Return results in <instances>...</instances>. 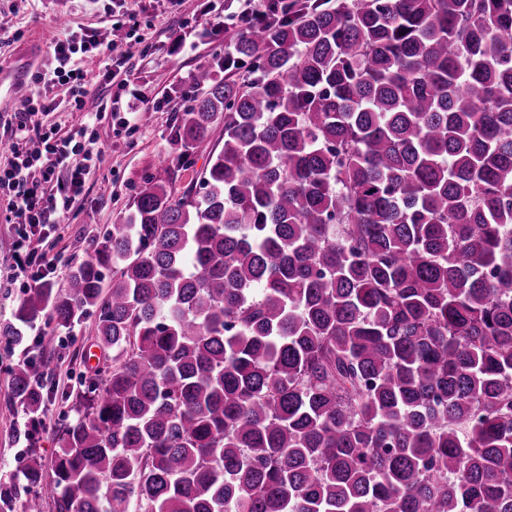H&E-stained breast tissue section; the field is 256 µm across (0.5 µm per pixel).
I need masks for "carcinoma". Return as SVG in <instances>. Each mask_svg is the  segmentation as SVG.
Segmentation results:
<instances>
[{
	"label": "carcinoma",
	"instance_id": "obj_1",
	"mask_svg": "<svg viewBox=\"0 0 512 512\" xmlns=\"http://www.w3.org/2000/svg\"><path fill=\"white\" fill-rule=\"evenodd\" d=\"M224 41L166 177L0 325L92 311L107 352L0 509L512 512V0H262ZM49 374L11 368L25 414Z\"/></svg>",
	"mask_w": 512,
	"mask_h": 512
}]
</instances>
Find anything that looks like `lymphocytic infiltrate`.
Here are the masks:
<instances>
[{"instance_id":"f902f5d3","label":"lymphocytic infiltrate","mask_w":512,"mask_h":512,"mask_svg":"<svg viewBox=\"0 0 512 512\" xmlns=\"http://www.w3.org/2000/svg\"><path fill=\"white\" fill-rule=\"evenodd\" d=\"M101 47L94 33L73 32L55 40L48 63L33 77L34 91L10 117L7 144L12 161L0 169V199L12 226L20 274L31 288L53 281L61 267L59 255L45 244V228L64 221L103 158L98 138L90 136L87 127L60 136L46 131L34 117L83 108L88 87L100 76H121L125 61L117 53L109 54L102 70L88 67Z\"/></svg>"}]
</instances>
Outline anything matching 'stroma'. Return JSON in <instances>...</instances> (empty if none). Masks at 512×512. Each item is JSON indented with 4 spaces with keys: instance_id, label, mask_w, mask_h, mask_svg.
Wrapping results in <instances>:
<instances>
[{
    "instance_id": "stroma-1",
    "label": "stroma",
    "mask_w": 512,
    "mask_h": 512,
    "mask_svg": "<svg viewBox=\"0 0 512 512\" xmlns=\"http://www.w3.org/2000/svg\"><path fill=\"white\" fill-rule=\"evenodd\" d=\"M224 0H184L170 11L161 0H0V16L9 23L0 29V74L24 69L33 74L46 58L51 42L76 30L143 35L127 63L128 81L101 82L90 88L88 108L120 100L138 105L140 96L161 101L154 112L141 113L132 129L123 126L124 115L102 112L92 131L103 145L104 156L96 173L47 244L59 252L63 272L54 280L63 287L67 273L93 251L112 224L123 215L142 179L159 174L158 161L169 149L174 113L186 101L175 94L186 86L198 68L224 51ZM18 255L13 234L0 216V324L11 322L22 295ZM95 316L86 314L70 331L43 326L31 332V348H43L54 361V371L44 394L45 417L33 436H25V416L12 395L8 370L22 356L20 347L0 343V477L17 476L32 462L50 467L57 448L56 431L74 416V393L82 388L97 366L99 347L94 338Z\"/></svg>"
}]
</instances>
